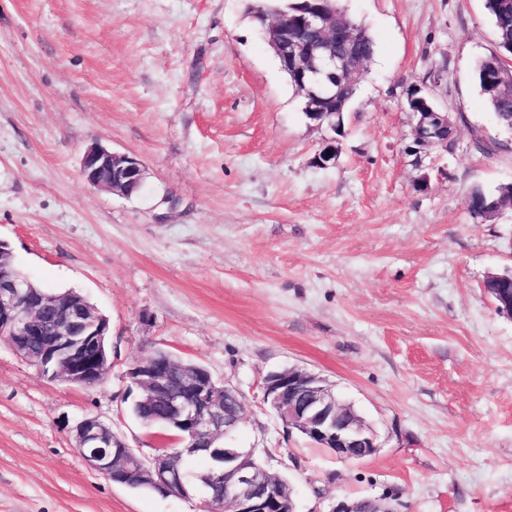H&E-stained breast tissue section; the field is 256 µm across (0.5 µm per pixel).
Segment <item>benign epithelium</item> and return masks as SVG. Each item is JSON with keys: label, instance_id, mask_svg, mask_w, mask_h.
I'll return each mask as SVG.
<instances>
[{"label": "benign epithelium", "instance_id": "7a95c632", "mask_svg": "<svg viewBox=\"0 0 512 512\" xmlns=\"http://www.w3.org/2000/svg\"><path fill=\"white\" fill-rule=\"evenodd\" d=\"M268 34L286 69L298 78L306 97H316L315 86L339 85L354 89L364 73L365 62L353 63L342 51L355 40V32L335 11L314 9L306 15L275 18ZM502 71L494 80L512 91V69L500 52ZM444 74L431 83L407 90L403 107L413 117L411 152L430 154L448 151V130L454 127L450 113L433 107L434 89ZM338 112L310 108L309 120L336 132ZM336 138L324 139L315 161L328 167L336 163ZM81 175L91 185L127 197L130 189L144 183L142 162L116 153L98 143L83 154ZM512 197L502 196L480 209L485 221L495 220ZM496 310L512 317V289L494 294ZM109 323L83 295L69 290L52 293L34 288L29 277L0 261V337L37 373L65 385L92 389L111 369L105 348ZM140 389V403L148 404L156 390L166 392L165 425L154 452L139 455L117 437L112 427L88 415L73 428L74 448L84 464L115 484H144L165 496L197 500L200 512H294V501L280 475L260 467L252 448H227L224 440L241 424L243 405L237 388L220 384L201 366L177 367L170 354L148 350L128 370ZM264 402L290 432L320 443L338 460H358L374 455L379 445L373 427L353 408L337 399L333 386L301 367L272 371L264 378ZM187 456H206L211 465L195 480L186 477L182 466ZM331 512H394L379 498L340 500Z\"/></svg>", "mask_w": 512, "mask_h": 512}]
</instances>
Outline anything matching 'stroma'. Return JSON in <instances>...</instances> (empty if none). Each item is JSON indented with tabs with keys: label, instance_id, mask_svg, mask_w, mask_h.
Returning a JSON list of instances; mask_svg holds the SVG:
<instances>
[{
	"label": "stroma",
	"instance_id": "stroma-1",
	"mask_svg": "<svg viewBox=\"0 0 512 512\" xmlns=\"http://www.w3.org/2000/svg\"><path fill=\"white\" fill-rule=\"evenodd\" d=\"M258 4L0 0V239L34 283L87 296L112 349L86 390L0 338V512H199L113 484L74 448L86 415L157 446L128 411L127 371L151 347L240 391L225 444L285 476L295 512L385 495L398 512H512V318L482 288L512 271V210L467 208L473 187L512 182V134L474 82L496 47L484 0H341L377 51L328 168ZM435 67L454 144L419 157L401 102ZM96 142L143 162L139 195L83 179ZM292 366L366 418L376 454L341 462L287 433L263 382Z\"/></svg>",
	"mask_w": 512,
	"mask_h": 512
}]
</instances>
